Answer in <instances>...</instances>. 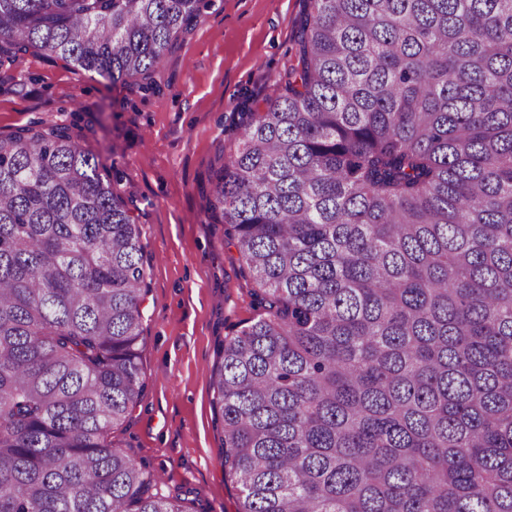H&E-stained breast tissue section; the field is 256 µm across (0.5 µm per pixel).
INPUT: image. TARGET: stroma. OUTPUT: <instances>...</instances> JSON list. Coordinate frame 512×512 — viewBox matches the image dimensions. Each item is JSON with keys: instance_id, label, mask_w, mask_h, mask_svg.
<instances>
[{"instance_id": "1", "label": "stroma", "mask_w": 512, "mask_h": 512, "mask_svg": "<svg viewBox=\"0 0 512 512\" xmlns=\"http://www.w3.org/2000/svg\"><path fill=\"white\" fill-rule=\"evenodd\" d=\"M311 11V0H212L148 79L113 84L29 52L0 70V137L70 127L140 227L144 390L110 439L161 475L151 494H183L187 512H236L213 380L224 340L257 314L255 283L202 189L238 149L243 106L295 65Z\"/></svg>"}]
</instances>
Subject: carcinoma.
<instances>
[{
	"label": "carcinoma",
	"mask_w": 512,
	"mask_h": 512,
	"mask_svg": "<svg viewBox=\"0 0 512 512\" xmlns=\"http://www.w3.org/2000/svg\"><path fill=\"white\" fill-rule=\"evenodd\" d=\"M212 0H0L149 78ZM210 182L259 309L215 405L237 512H512V0H312ZM65 126L0 137V512H187L112 447L143 391L140 230Z\"/></svg>",
	"instance_id": "obj_1"
}]
</instances>
